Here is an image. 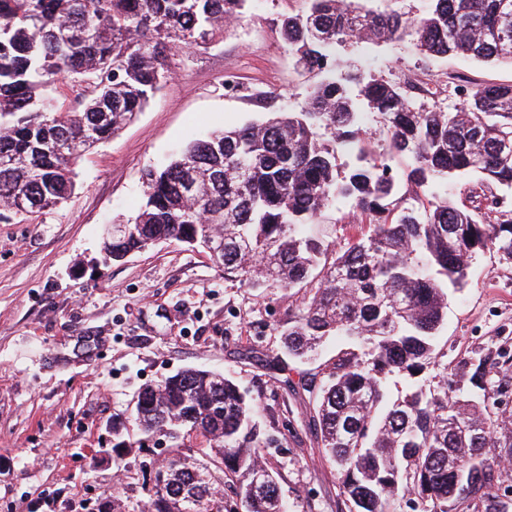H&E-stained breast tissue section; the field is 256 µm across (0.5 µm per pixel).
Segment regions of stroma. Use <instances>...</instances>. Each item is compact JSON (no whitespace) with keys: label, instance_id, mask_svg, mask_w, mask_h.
I'll use <instances>...</instances> for the list:
<instances>
[{"label":"stroma","instance_id":"1","mask_svg":"<svg viewBox=\"0 0 512 512\" xmlns=\"http://www.w3.org/2000/svg\"><path fill=\"white\" fill-rule=\"evenodd\" d=\"M306 0H249L243 20L208 44L170 58L173 71L137 118L78 164L74 192L37 220L0 222V512H94L119 496L135 512L145 493L144 450L131 416L143 386L195 366L232 372L258 402L265 458L290 512H338L334 471L299 421L269 360L277 327L300 298L226 279L199 249L159 243L102 266V238L136 214L142 175L192 137L267 112H294L309 83L280 32ZM345 66L411 79L415 106H458L447 81H512V65L430 58L411 39L353 45ZM440 341L448 392H466L475 352L512 354V264L479 253L460 290H449ZM126 448L112 453V430Z\"/></svg>","mask_w":512,"mask_h":512}]
</instances>
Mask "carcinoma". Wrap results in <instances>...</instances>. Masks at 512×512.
<instances>
[{
	"instance_id": "cac0c4a2",
	"label": "carcinoma",
	"mask_w": 512,
	"mask_h": 512,
	"mask_svg": "<svg viewBox=\"0 0 512 512\" xmlns=\"http://www.w3.org/2000/svg\"><path fill=\"white\" fill-rule=\"evenodd\" d=\"M249 0H0V208L29 219L72 193L76 166L142 111L172 76L169 58L212 39ZM281 20L302 74L299 112H273L190 140L146 191L102 263L159 242L221 248L213 261L252 288L302 293L279 326L283 386L312 404L308 425L334 470L340 512H512L501 463L512 459V357L490 348L468 361L466 397L448 395L439 343L448 287L466 284L475 256L512 263V82L454 86L453 109L417 108L408 81L345 71L336 49L412 36L430 56L512 63V0H429L419 19L374 12L363 0H307ZM84 83L79 107L48 87ZM386 131L380 152L363 110ZM354 154L360 164L340 169ZM460 176L466 199L418 194ZM352 202L357 232L341 247L312 230ZM336 351L321 361L331 341ZM318 363L295 372L291 364ZM297 373L293 379L291 373ZM257 401L230 374L187 367L142 388L132 416L168 442L165 491L142 512H285ZM202 439L191 461L184 439ZM237 498L236 510L228 501Z\"/></svg>"
}]
</instances>
